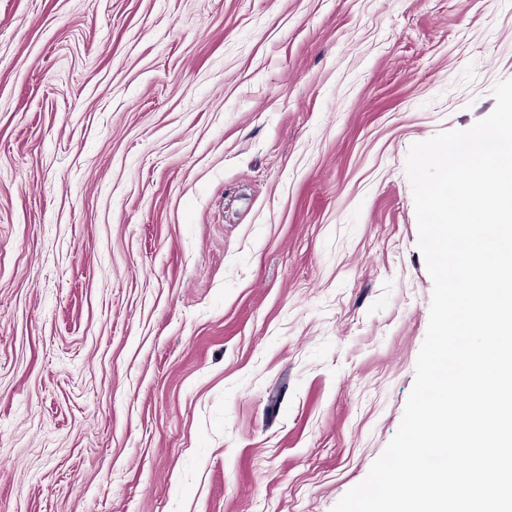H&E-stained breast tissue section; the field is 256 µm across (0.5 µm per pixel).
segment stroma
<instances>
[{"label": "stroma", "mask_w": 512, "mask_h": 512, "mask_svg": "<svg viewBox=\"0 0 512 512\" xmlns=\"http://www.w3.org/2000/svg\"><path fill=\"white\" fill-rule=\"evenodd\" d=\"M512 0H0V512H331L433 289L406 158Z\"/></svg>", "instance_id": "obj_1"}]
</instances>
